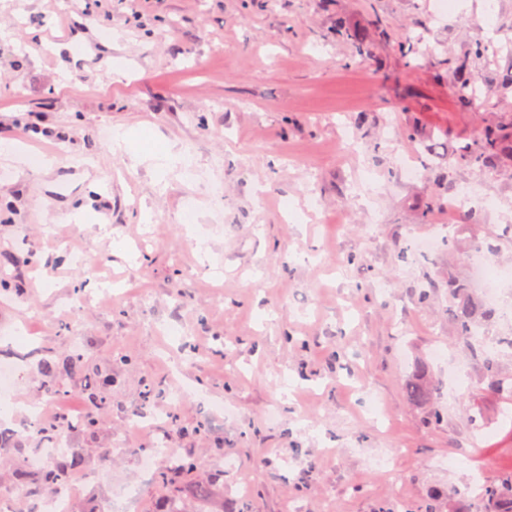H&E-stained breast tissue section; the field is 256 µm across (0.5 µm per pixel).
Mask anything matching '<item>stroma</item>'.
Wrapping results in <instances>:
<instances>
[{"instance_id":"1","label":"stroma","mask_w":512,"mask_h":512,"mask_svg":"<svg viewBox=\"0 0 512 512\" xmlns=\"http://www.w3.org/2000/svg\"><path fill=\"white\" fill-rule=\"evenodd\" d=\"M437 3L0 0V361L19 364L0 496L41 445L32 406L84 411V379L51 394L41 369L78 348L113 382L95 432L67 433L70 453L104 472L72 474L70 512L136 483L135 512L161 508L165 489L140 475L149 438L127 429L144 409L167 413L160 431L198 460L192 480L223 489L226 512H424L438 490L480 512L464 490L478 465L512 461V432L474 445L468 415L492 425L501 404L445 309L449 279H474L477 244L512 268V167L456 151L512 123V90L464 111L436 64L392 44L360 55L332 33L337 16L365 27L379 15L452 58L491 43L477 79L512 67V0H448L442 14ZM118 129L131 137L122 152ZM163 143L191 176L154 167L146 151ZM402 159L418 178L401 176ZM443 167L478 197L423 221ZM429 235L451 241L415 255L411 238ZM437 347L456 369L432 362ZM420 363L443 409L434 429L405 392ZM203 397L236 420L203 415ZM118 436L131 451L114 450ZM389 448L393 484L371 466Z\"/></svg>"}]
</instances>
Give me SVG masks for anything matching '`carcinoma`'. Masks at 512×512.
<instances>
[{
  "label": "carcinoma",
  "mask_w": 512,
  "mask_h": 512,
  "mask_svg": "<svg viewBox=\"0 0 512 512\" xmlns=\"http://www.w3.org/2000/svg\"><path fill=\"white\" fill-rule=\"evenodd\" d=\"M336 38L345 40L353 45L360 55L369 51V45L375 41L385 43H397L398 49L406 57L415 59L424 55L440 66L448 67V75L451 80L454 97L462 107H467L482 93L489 95L497 88L512 86V72L502 74L485 86L484 91H479L475 77L472 73L470 59L480 60L489 56L490 46L479 41L473 45L470 55L462 59L449 60L437 57L436 49L428 47L420 51L421 35H407L399 40L393 31L380 17L374 20L372 28L368 32L355 29L350 26L346 18H336ZM461 154L468 162L480 169L496 170L504 166L507 161L512 162V130L504 127L487 129L480 140L473 145H465L460 149ZM448 319L456 326L458 336L468 341L473 338L482 324L495 318L494 307L478 300L473 295L468 283L461 280H448V307L446 308ZM481 360L484 377L487 380V389L501 402L512 404V378L501 376L497 367L496 357L487 351H481ZM64 370L69 376L82 378H96V386L85 388L83 399L87 404V415L79 423V427L91 431L97 424V416L93 407L98 405V390L104 386L112 385V377L102 374L91 367L85 357L76 353L66 360ZM406 394L411 402L425 409L422 419L424 425L436 427L443 422V412L436 402V392L424 377V370L418 369L408 380ZM83 461L78 458L61 460L49 463L37 476L38 483L52 488L67 482V476L82 467ZM198 463L185 462L176 459L163 469L158 479L167 484H172L196 469ZM213 496V489L208 483H197L189 488L187 494L179 492L172 494L167 500L168 507L164 512H188L186 499L190 498L200 505L208 504ZM479 497L484 505V512H512V465L504 466L494 474L484 479L480 485Z\"/></svg>",
  "instance_id": "1"
}]
</instances>
